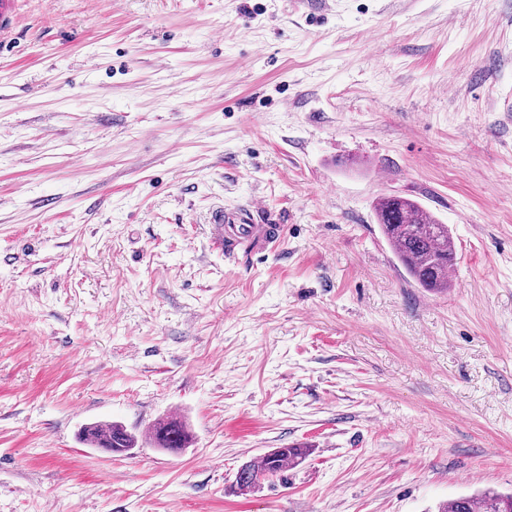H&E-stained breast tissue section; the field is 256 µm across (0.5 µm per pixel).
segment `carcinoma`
<instances>
[{
	"label": "carcinoma",
	"instance_id": "carcinoma-1",
	"mask_svg": "<svg viewBox=\"0 0 512 512\" xmlns=\"http://www.w3.org/2000/svg\"><path fill=\"white\" fill-rule=\"evenodd\" d=\"M376 223L407 275L420 287L433 292L448 288V271L455 264L456 252L448 225L441 223L417 201L399 196H384L375 205ZM80 441L93 448H106L127 455L137 447L138 438L122 424L93 421L85 424ZM149 441L170 452L189 447L186 424L177 417L157 422ZM308 447L292 445L267 452L258 462L239 469L234 491H247L269 476L306 457ZM437 512H512V494L485 490L477 496H460L438 506Z\"/></svg>",
	"mask_w": 512,
	"mask_h": 512
}]
</instances>
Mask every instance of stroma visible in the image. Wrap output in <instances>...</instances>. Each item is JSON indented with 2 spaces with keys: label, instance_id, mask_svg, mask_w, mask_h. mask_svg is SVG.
Instances as JSON below:
<instances>
[{
  "label": "stroma",
  "instance_id": "35a3bbf8",
  "mask_svg": "<svg viewBox=\"0 0 512 512\" xmlns=\"http://www.w3.org/2000/svg\"><path fill=\"white\" fill-rule=\"evenodd\" d=\"M0 512H435L512 492V0H15ZM418 201L448 292L382 237ZM285 236L225 258L216 205ZM178 417L191 448L115 456ZM308 446L232 492L241 465ZM375 216L382 236L410 279L427 291L447 290L448 271L456 260L448 225L417 201L399 196L379 198ZM80 441L93 448H108L112 454L127 455L137 447L138 438L122 424L114 421L86 423L79 434Z\"/></svg>",
  "mask_w": 512,
  "mask_h": 512
}]
</instances>
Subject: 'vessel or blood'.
<instances>
[{"instance_id": "b4317fda", "label": "vessel or blood", "mask_w": 512, "mask_h": 512, "mask_svg": "<svg viewBox=\"0 0 512 512\" xmlns=\"http://www.w3.org/2000/svg\"><path fill=\"white\" fill-rule=\"evenodd\" d=\"M260 205L253 204L245 208H216L211 216L214 239L223 249L225 257L254 256L264 248L284 236V227L280 224H260L256 216Z\"/></svg>"}]
</instances>
